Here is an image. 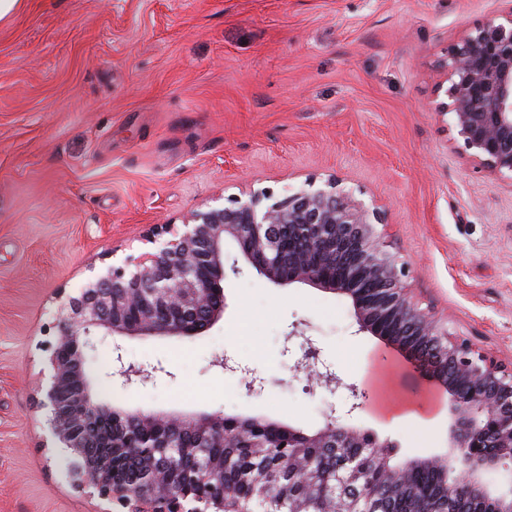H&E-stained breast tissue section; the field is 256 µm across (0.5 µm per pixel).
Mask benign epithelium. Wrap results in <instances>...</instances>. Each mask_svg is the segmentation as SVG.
<instances>
[{
	"label": "benign epithelium",
	"mask_w": 512,
	"mask_h": 512,
	"mask_svg": "<svg viewBox=\"0 0 512 512\" xmlns=\"http://www.w3.org/2000/svg\"><path fill=\"white\" fill-rule=\"evenodd\" d=\"M440 68L448 102L438 111L451 115L472 159L495 177L512 176V11L503 23L466 33ZM269 199L267 191L251 190L230 207L157 227L150 243L170 238L156 251L108 267L58 310L38 405L47 412L51 443L66 453L72 483L129 512H202L203 506L241 512L231 497L203 503L188 484L172 493L166 477L152 469L146 473L155 487L151 494L111 477L112 449L129 447L132 438L136 448L191 457L192 473L213 466L196 456L197 449L221 441L258 458L272 448L288 449L281 455L293 478L288 500L301 487L320 489L330 494V512H385V496L405 493L420 471L436 476L438 495L448 503L466 505L461 512H512V490L500 493L487 479L512 462V366L474 351L413 303L401 282L403 268L380 247L379 207L365 205L334 177L322 188L310 182L271 204ZM228 242L238 252L229 266ZM241 260L274 285L302 283L348 296L361 331L407 353L419 373L448 393L452 453L393 465L394 443L333 421L308 434L261 417L126 411L97 398L86 369L91 329L106 336H198L223 318L224 280L229 271L241 272ZM320 354L304 339L295 367L318 387L349 390L350 411L364 408L367 394L321 369ZM156 371L127 364L119 354L112 375L130 386L152 380ZM325 448L336 452L332 483L321 463ZM456 457L464 462L459 473ZM245 483L261 493L279 492L263 469L248 471Z\"/></svg>",
	"instance_id": "benign-epithelium-1"
}]
</instances>
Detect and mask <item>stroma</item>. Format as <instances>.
I'll return each mask as SVG.
<instances>
[{
	"mask_svg": "<svg viewBox=\"0 0 512 512\" xmlns=\"http://www.w3.org/2000/svg\"><path fill=\"white\" fill-rule=\"evenodd\" d=\"M512 0H22L0 19V512H126L77 489L37 409L57 310L94 273L151 251L154 226L274 198L312 181L384 212V250L414 301L512 363V180L465 150L440 64ZM224 317L191 338H88L100 398L126 410L327 421L395 443L394 462L450 451L447 395L360 331L350 298L277 286L244 267ZM300 326L322 362L365 390L314 386L294 367ZM304 337V338H305ZM156 370L128 388L115 353ZM230 358L232 370L216 366ZM264 381L248 393L243 369ZM429 402L391 422L382 400Z\"/></svg>",
	"mask_w": 512,
	"mask_h": 512,
	"instance_id": "obj_1",
	"label": "stroma"
}]
</instances>
